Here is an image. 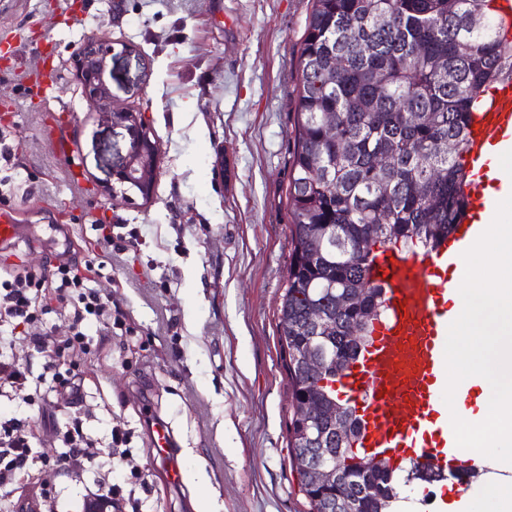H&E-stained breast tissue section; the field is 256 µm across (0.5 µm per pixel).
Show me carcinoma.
<instances>
[{"label": "carcinoma", "mask_w": 512, "mask_h": 512, "mask_svg": "<svg viewBox=\"0 0 512 512\" xmlns=\"http://www.w3.org/2000/svg\"><path fill=\"white\" fill-rule=\"evenodd\" d=\"M488 0H313L297 61L298 108L288 185L291 252L279 309L290 387L288 447L309 512H328L334 485L313 478L315 459L334 452L346 469L377 473L379 483L345 488L356 512H394L395 471L359 456L352 439L315 446L297 429L307 400L333 406L354 428L355 409L339 399L338 381L384 320L382 289L369 281L378 250H435L465 214L462 164L471 116L488 85L512 81V42L498 30ZM335 121L328 133L325 121ZM393 162L382 172L377 157ZM322 306L320 326L309 320ZM352 320L360 343L343 356ZM328 355L324 373L309 374L299 355ZM446 476L417 462L406 481Z\"/></svg>", "instance_id": "carcinoma-1"}]
</instances>
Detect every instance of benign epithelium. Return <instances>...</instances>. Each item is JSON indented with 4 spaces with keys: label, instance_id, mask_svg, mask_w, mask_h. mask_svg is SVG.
Here are the masks:
<instances>
[{
    "label": "benign epithelium",
    "instance_id": "benign-epithelium-1",
    "mask_svg": "<svg viewBox=\"0 0 512 512\" xmlns=\"http://www.w3.org/2000/svg\"><path fill=\"white\" fill-rule=\"evenodd\" d=\"M111 51L108 39L97 36L87 39L75 56L76 73L86 101L100 120L121 126L129 132V149L112 162V178L116 184H129L137 188L147 201L155 191L159 146L151 137L142 114L113 106L109 83ZM315 472L323 480L341 485L355 481V477L343 472L340 457L335 454L322 456L316 463Z\"/></svg>",
    "mask_w": 512,
    "mask_h": 512
}]
</instances>
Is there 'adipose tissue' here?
I'll use <instances>...</instances> for the list:
<instances>
[{
  "label": "adipose tissue",
  "mask_w": 512,
  "mask_h": 512,
  "mask_svg": "<svg viewBox=\"0 0 512 512\" xmlns=\"http://www.w3.org/2000/svg\"><path fill=\"white\" fill-rule=\"evenodd\" d=\"M487 244L462 259L464 286L459 300L466 314L464 330L477 341L461 344L459 334L448 338L449 369L486 379L490 391L479 399L478 413L452 400L450 419L456 429L459 460L475 459L488 466L486 504L453 488L444 496L442 512H512V456L500 447L512 441V291L501 282L512 272V225L489 217Z\"/></svg>",
  "instance_id": "obj_1"
}]
</instances>
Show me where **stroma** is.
Segmentation results:
<instances>
[{"label":"stroma","instance_id":"1","mask_svg":"<svg viewBox=\"0 0 512 512\" xmlns=\"http://www.w3.org/2000/svg\"><path fill=\"white\" fill-rule=\"evenodd\" d=\"M311 0H0V208L20 238L0 243V278L92 262L112 302V333L83 398L47 390L0 395V417L36 435L35 478L12 496L54 499L35 512H82L108 477L118 512H308L288 448V376L279 309L288 281L296 63ZM112 42L115 105L144 113L160 145L151 200L102 189L123 128L99 121L73 57L83 39ZM58 77L30 97L35 51ZM54 126L67 145L44 135ZM110 225L103 241L100 225ZM81 419L99 449L86 472L49 467L42 434ZM176 440L185 481L166 479L152 423ZM127 442L111 444L113 426ZM202 472L206 485L190 476Z\"/></svg>","mask_w":512,"mask_h":512}]
</instances>
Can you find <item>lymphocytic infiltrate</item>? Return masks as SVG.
Returning a JSON list of instances; mask_svg holds the SVG:
<instances>
[{
  "mask_svg": "<svg viewBox=\"0 0 512 512\" xmlns=\"http://www.w3.org/2000/svg\"><path fill=\"white\" fill-rule=\"evenodd\" d=\"M95 275L91 264L82 269L61 267L53 275L54 300L60 310L73 313L71 333L65 337L41 325L36 308L39 280L27 277L0 285V340H12L18 327L39 326V333L28 335L27 340L36 352L46 356L44 371L51 377L50 391H73L76 372L91 353L88 325H95L103 336L112 330V304L94 288ZM62 442L64 448L53 460V467L67 474L86 471L97 455L93 441L76 425L64 433ZM31 460L24 424L14 418L0 419V512H15L16 502L8 489L16 475L29 468Z\"/></svg>",
  "mask_w": 512,
  "mask_h": 512,
  "instance_id": "lymphocytic-infiltrate-1",
  "label": "lymphocytic infiltrate"
}]
</instances>
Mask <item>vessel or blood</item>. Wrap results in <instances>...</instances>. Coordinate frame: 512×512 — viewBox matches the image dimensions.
<instances>
[{
	"mask_svg": "<svg viewBox=\"0 0 512 512\" xmlns=\"http://www.w3.org/2000/svg\"><path fill=\"white\" fill-rule=\"evenodd\" d=\"M512 157V84L486 96L469 129L465 165L488 166L490 149ZM479 209L456 225L432 252L386 248L370 271L382 287L386 318L372 343L339 381L356 408L362 456L395 466L401 453L444 471L459 440L443 413L448 387V336L460 324L453 303L460 292L459 261L482 241L485 213L494 203L483 181L466 190Z\"/></svg>",
	"mask_w": 512,
	"mask_h": 512,
	"instance_id": "vessel-or-blood-1",
	"label": "vessel or blood"
}]
</instances>
